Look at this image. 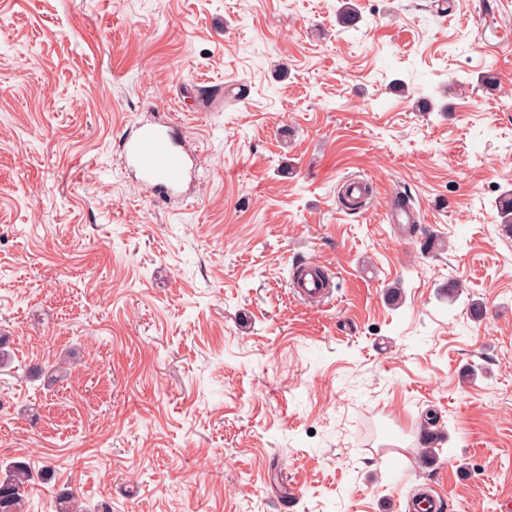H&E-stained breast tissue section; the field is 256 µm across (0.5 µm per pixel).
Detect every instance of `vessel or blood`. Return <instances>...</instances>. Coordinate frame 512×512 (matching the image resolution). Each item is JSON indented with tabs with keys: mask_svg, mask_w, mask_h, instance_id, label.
<instances>
[{
	"mask_svg": "<svg viewBox=\"0 0 512 512\" xmlns=\"http://www.w3.org/2000/svg\"><path fill=\"white\" fill-rule=\"evenodd\" d=\"M123 156L138 174L140 185L159 195L176 193L190 174L180 134L170 125L138 124L134 134L123 142ZM290 286L296 296L307 300H321L329 295L324 272L314 262L299 264Z\"/></svg>",
	"mask_w": 512,
	"mask_h": 512,
	"instance_id": "obj_1",
	"label": "vessel or blood"
}]
</instances>
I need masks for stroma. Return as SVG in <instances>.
I'll return each instance as SVG.
<instances>
[{
  "label": "stroma",
  "instance_id": "1",
  "mask_svg": "<svg viewBox=\"0 0 512 512\" xmlns=\"http://www.w3.org/2000/svg\"><path fill=\"white\" fill-rule=\"evenodd\" d=\"M352 4L0 0V465L53 467L36 512H506L512 0ZM159 121L195 167L171 197L122 157ZM292 292L303 299L321 300L328 297L322 267L314 262H304L296 267L291 279Z\"/></svg>",
  "mask_w": 512,
  "mask_h": 512
}]
</instances>
